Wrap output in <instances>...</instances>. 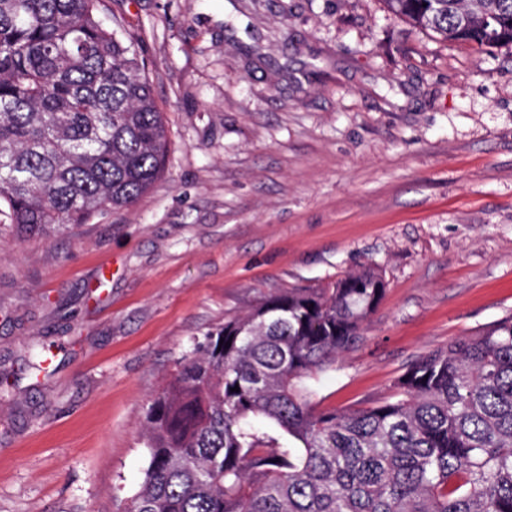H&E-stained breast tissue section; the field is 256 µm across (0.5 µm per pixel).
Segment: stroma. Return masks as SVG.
<instances>
[{"instance_id": "stroma-1", "label": "stroma", "mask_w": 512, "mask_h": 512, "mask_svg": "<svg viewBox=\"0 0 512 512\" xmlns=\"http://www.w3.org/2000/svg\"><path fill=\"white\" fill-rule=\"evenodd\" d=\"M169 129L161 178L21 239L0 206V512H125L141 425L189 341L364 265L386 294L319 408L395 396L512 316V46L384 0H106Z\"/></svg>"}]
</instances>
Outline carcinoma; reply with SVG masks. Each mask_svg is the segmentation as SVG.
Masks as SVG:
<instances>
[{"label": "carcinoma", "instance_id": "1", "mask_svg": "<svg viewBox=\"0 0 512 512\" xmlns=\"http://www.w3.org/2000/svg\"><path fill=\"white\" fill-rule=\"evenodd\" d=\"M103 2L0 0V203L30 234L125 208L165 168L145 63ZM385 2L446 40L512 45V0ZM385 292L367 267L195 339L145 413L126 512H512V317L417 359L394 401L317 408Z\"/></svg>", "mask_w": 512, "mask_h": 512}]
</instances>
